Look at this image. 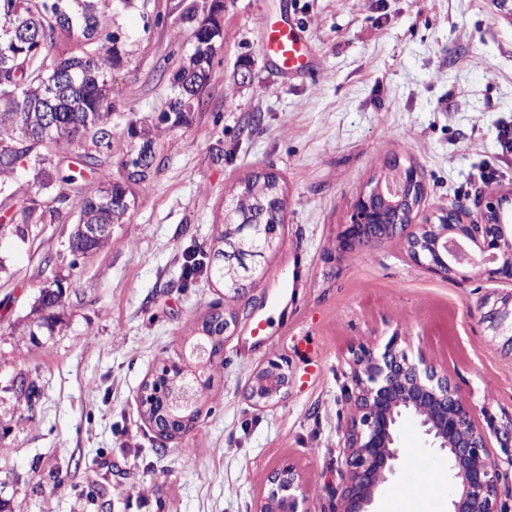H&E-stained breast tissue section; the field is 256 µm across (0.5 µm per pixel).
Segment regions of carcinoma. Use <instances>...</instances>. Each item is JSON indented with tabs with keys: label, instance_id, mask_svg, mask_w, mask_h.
Segmentation results:
<instances>
[{
	"label": "carcinoma",
	"instance_id": "obj_1",
	"mask_svg": "<svg viewBox=\"0 0 512 512\" xmlns=\"http://www.w3.org/2000/svg\"><path fill=\"white\" fill-rule=\"evenodd\" d=\"M223 12L224 0H191L183 8L178 22L180 29L191 31L192 50L169 77L168 110L152 126L129 120L123 131L124 140L118 142L114 138L115 108L108 98L106 69L123 64L125 35L102 26L101 0H0V193L10 191V180L19 168L16 154L4 151L6 143L18 145L24 138L34 141L36 150L31 166L44 174L52 166L51 145L78 144L88 135L100 145V149L86 151L82 157L84 166L93 171L114 158L124 165V159L136 154L142 145L186 122L215 75L214 59L222 46ZM75 35L90 44L108 47L109 55L103 58L97 51L83 55L62 52L51 59L56 73L41 71L57 42ZM22 62L26 63L25 74L11 75ZM46 112L57 113L59 119L49 134L43 133L41 123ZM280 193L282 188L276 178L250 177L232 196L224 218L229 224L251 218ZM94 200L93 196L81 202L78 223H122L126 209L97 208ZM58 215L59 207H48L39 197L30 199L23 208L25 224L19 229V238L23 240L28 235L30 222L45 224ZM85 250L87 242L76 227L68 239L66 252H58L46 262L62 261ZM214 321L212 314L204 321V332L211 336L207 345L214 351V356L208 359L213 375L224 368L221 356L224 328Z\"/></svg>",
	"mask_w": 512,
	"mask_h": 512
}]
</instances>
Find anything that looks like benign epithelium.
Instances as JSON below:
<instances>
[{
  "instance_id": "benign-epithelium-1",
  "label": "benign epithelium",
  "mask_w": 512,
  "mask_h": 512,
  "mask_svg": "<svg viewBox=\"0 0 512 512\" xmlns=\"http://www.w3.org/2000/svg\"><path fill=\"white\" fill-rule=\"evenodd\" d=\"M155 163L152 147L127 159L123 172L136 177ZM426 188L422 171L413 163L391 158L385 172L356 196L349 221L338 236V249L346 251L361 242L371 245L399 242L408 257L426 272L451 278L463 272L490 282L512 284V226L505 223L508 196L488 200L481 224L465 222L460 208L448 206L434 217L417 223ZM286 198H278L274 218L248 220L237 225L236 243L224 246V276L233 282L237 301L256 287L264 275L267 253L280 246L279 228L284 223ZM89 240L112 236L110 224H82ZM261 237L265 246L247 247ZM482 323L502 348L512 355V292L487 295L479 305ZM352 387L347 389L356 413L343 434V448L336 471L340 486L334 491L332 512H375V495L399 460L398 430L405 416L412 417L427 443L447 453L445 465L453 482L448 512H507L501 506V484L506 474L491 454V440L478 422L448 371L430 362L422 352L409 355L394 336L378 350L361 345L351 350ZM179 359L158 366L142 383L138 402L145 423L165 443L192 431L189 418L156 410L171 384L181 383L190 397L194 385ZM290 375L284 360H270L258 368L247 388L253 405H275L288 392ZM300 472L292 465L273 470L268 488L256 512H308Z\"/></svg>"
}]
</instances>
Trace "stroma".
Masks as SVG:
<instances>
[{
	"instance_id": "obj_1",
	"label": "stroma",
	"mask_w": 512,
	"mask_h": 512,
	"mask_svg": "<svg viewBox=\"0 0 512 512\" xmlns=\"http://www.w3.org/2000/svg\"><path fill=\"white\" fill-rule=\"evenodd\" d=\"M189 0H137L110 26L130 55L108 70L115 129L157 119L169 75L191 47L177 21ZM297 16L315 78L284 77L260 57L267 21ZM215 76L188 124L156 140L153 178L132 186L112 244L46 266L65 249L83 197L117 165L84 170L78 144L54 148L74 174L53 223L26 239H0V503L7 512H255L268 474L300 471L310 512H331L339 486L350 351L410 341L449 376L494 442L512 420V356L479 320L497 284L443 279L414 265L399 243L367 255L338 252L357 194L397 156L417 165L427 195L421 217L457 204L477 221L489 196L512 191V8L493 0H224ZM270 169L285 188L281 246L249 302L224 297L206 273L186 276L188 254L216 261L225 203L248 176ZM65 294L43 321L46 280ZM235 311L224 368L199 397L181 439L159 444L137 394L160 358L196 367L203 320ZM260 318L270 346L252 345ZM288 360L291 384L274 407L246 397L254 372ZM36 387L26 401L21 383ZM399 467L380 501L436 484L429 512H448L441 453L413 422L400 431Z\"/></svg>"
}]
</instances>
